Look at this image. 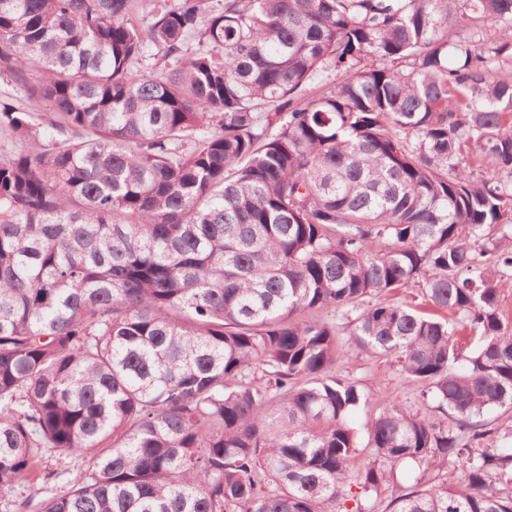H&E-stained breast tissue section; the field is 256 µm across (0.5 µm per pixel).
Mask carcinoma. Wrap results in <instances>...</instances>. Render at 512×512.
<instances>
[{
  "label": "carcinoma",
  "mask_w": 512,
  "mask_h": 512,
  "mask_svg": "<svg viewBox=\"0 0 512 512\" xmlns=\"http://www.w3.org/2000/svg\"><path fill=\"white\" fill-rule=\"evenodd\" d=\"M206 2L0 0L54 131L0 100V490L92 460L13 512H512V0ZM410 283L450 317L360 308ZM354 348L440 413L386 405L357 470ZM44 466L65 471V474L54 485L57 490L70 488L72 485L80 483L86 479L89 471V461L83 457L53 456L45 460Z\"/></svg>",
  "instance_id": "obj_1"
}]
</instances>
